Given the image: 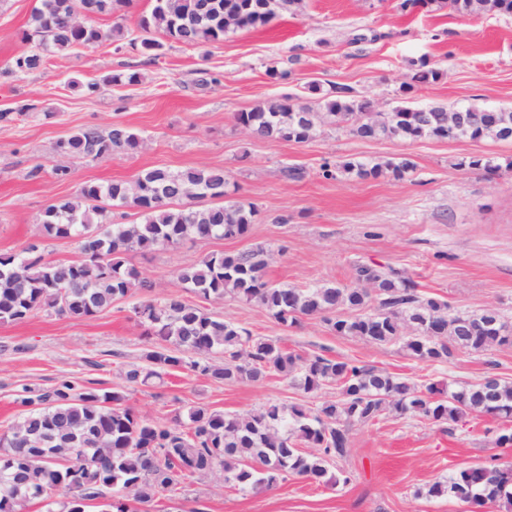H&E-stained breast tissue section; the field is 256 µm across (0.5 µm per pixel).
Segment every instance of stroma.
Instances as JSON below:
<instances>
[{
  "mask_svg": "<svg viewBox=\"0 0 512 512\" xmlns=\"http://www.w3.org/2000/svg\"><path fill=\"white\" fill-rule=\"evenodd\" d=\"M38 0H0V111L23 99L40 101L37 114L0 124V252L36 243L47 258L77 259L75 239H44V208L72 197L89 182L131 181L144 169L220 167L232 200L251 203L257 214L248 234L236 239L188 241L177 248L129 256L158 292L180 290L175 271L213 252L258 246L272 255L267 278L303 287L347 283L359 263L390 266L456 310L497 307L512 321V140H363L327 124L305 143L259 140L236 123V113L287 96L305 95L310 82L322 89L348 86L379 108L410 97L415 105L442 103L512 106V16L472 17L434 5L409 15L395 0H304L297 13L225 36L223 42L188 47L158 35L154 55L141 46V19L154 0H127L95 25L117 40L51 53L44 67L22 78L7 75L23 49L21 33ZM375 30L380 40L352 43L353 34ZM427 59L437 82L403 92L411 64ZM287 71L274 79L269 67ZM133 70V86L107 84ZM214 84L201 87V72ZM99 89L87 92L84 84ZM124 124L143 139L134 154L78 161L57 143L79 129L105 132ZM494 159L497 171L461 167L463 157ZM407 157L409 178L385 175L360 180L324 179V162L384 161ZM40 177H29L34 164ZM68 167L60 181L54 167ZM300 169L299 179L283 174ZM181 291V290H180ZM140 294L119 300L90 319L40 311L20 323L0 324V433L21 413L24 389L52 387L63 378L102 391L121 390L127 405L160 424H172L179 408L201 404L235 413L268 403L308 404L287 379L217 384L182 369L163 385H126L122 374L143 361L152 342L143 336L132 307ZM210 309L254 335L280 342L301 356L349 358L416 382L476 384L494 376L512 382V345L485 352L453 350L444 364L420 362L399 346H371L336 335L320 318L284 327L254 304L226 297ZM502 427L490 416L443 427L427 420L383 416L350 428L345 460L331 463L323 483L291 477L271 489L241 491L219 476L187 479L179 490L157 495L151 512H464L451 496L427 490L459 468L489 464L500 456L494 440ZM348 483H340L341 472Z\"/></svg>",
  "mask_w": 512,
  "mask_h": 512,
  "instance_id": "stroma-1",
  "label": "stroma"
}]
</instances>
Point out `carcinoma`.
<instances>
[{
	"instance_id": "obj_1",
	"label": "carcinoma",
	"mask_w": 512,
	"mask_h": 512,
	"mask_svg": "<svg viewBox=\"0 0 512 512\" xmlns=\"http://www.w3.org/2000/svg\"><path fill=\"white\" fill-rule=\"evenodd\" d=\"M438 6L473 16L512 15V0H434ZM302 0H154L141 29L161 31L186 46L224 41L230 32L263 25L282 12H294ZM124 0H39L28 42L40 45L12 57L7 72L23 76L40 70L46 53L62 52L102 42L105 35L93 23L98 14L112 13ZM441 77L425 60L416 63L405 92ZM316 100L291 97L271 101L235 121L250 136L262 140L306 142L325 121L343 124L360 139H446L448 112L443 104L428 105L429 124L418 120L417 108L398 104L374 107L347 86L322 92L307 86ZM471 141L500 140L499 127L512 129V108L467 105ZM143 139L123 124L105 134L81 129L57 144L73 159H106L116 152L133 154ZM415 164L406 157L369 164L324 163L326 179L336 172L360 180L388 172L402 180ZM224 169H144L131 182L84 185L75 197L60 198L43 211L40 233L65 239L78 233L82 257L55 261L31 244L18 253H0V323L21 322L38 311H53L89 319L136 291L148 298L132 307L154 338L146 364H132L124 380L133 386L163 381L171 369L189 368L224 384L259 383L271 375L292 380L308 395L331 382L340 383L338 398L314 408L271 404L235 414L190 405L164 426L126 405L118 391L100 392L62 379L51 389L29 391L24 410L0 435V512H24L49 492L66 499L51 504V512H89L87 499L102 497L95 512H148L154 498L188 476L207 477L216 469L233 486L273 488L290 476L321 482L330 462L347 456L349 427L380 418L418 416L436 424L457 423L470 414H491L512 422V383L494 381L445 390L434 382L384 373L372 365L320 355L302 357L277 341L255 336L181 296L153 295L155 285L127 261L134 251L176 248L187 240L232 239L244 236L256 208L228 199ZM114 207H130L141 222L114 224ZM271 260L264 248L213 252L183 266L174 278L207 302L233 295L269 312L280 324L321 317L338 336L374 345H395L425 363H445L452 349L484 352L512 344V323L501 312L453 310L448 302L425 296L392 267L354 266L348 284L314 283L305 288L277 285L266 279ZM224 361L209 359L215 351ZM450 495L470 505V512L505 506L512 512V462L474 464L437 481L428 495Z\"/></svg>"
}]
</instances>
